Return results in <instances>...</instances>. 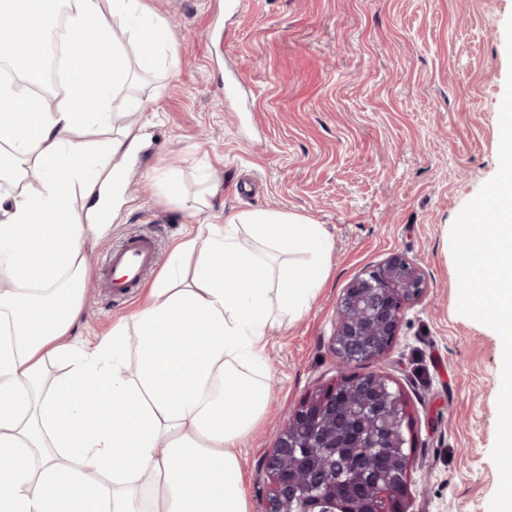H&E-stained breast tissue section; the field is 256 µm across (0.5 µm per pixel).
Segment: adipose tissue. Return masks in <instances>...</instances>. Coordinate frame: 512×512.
<instances>
[{"instance_id":"obj_1","label":"adipose tissue","mask_w":512,"mask_h":512,"mask_svg":"<svg viewBox=\"0 0 512 512\" xmlns=\"http://www.w3.org/2000/svg\"><path fill=\"white\" fill-rule=\"evenodd\" d=\"M0 15V61L21 71L60 18L73 37L60 101L0 84V512H248L239 448L266 409L263 354L324 285L328 235L284 211L198 223L130 318L77 344L86 255L139 135L95 155L76 132L110 123L131 57L176 60L141 0H0Z\"/></svg>"}]
</instances>
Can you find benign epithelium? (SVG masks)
<instances>
[{"instance_id":"benign-epithelium-1","label":"benign epithelium","mask_w":512,"mask_h":512,"mask_svg":"<svg viewBox=\"0 0 512 512\" xmlns=\"http://www.w3.org/2000/svg\"><path fill=\"white\" fill-rule=\"evenodd\" d=\"M425 292L421 269L393 254L367 274L353 279L337 304L332 347L345 365L382 358L399 333L403 309ZM370 411V424L382 430V447L398 450L394 458H377L371 487L364 470L348 472L343 491L336 482L314 480L306 466L317 465L336 453V426L358 433L355 447H364L365 433L356 413ZM404 393L387 375L354 373L307 393L280 430L275 448L262 460L267 480L266 512H293L308 502L310 512H408L405 499L410 483L411 453L404 450L409 429ZM307 452L305 466L288 467L294 449Z\"/></svg>"}]
</instances>
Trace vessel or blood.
I'll return each mask as SVG.
<instances>
[{
  "label": "vessel or blood",
  "mask_w": 512,
  "mask_h": 512,
  "mask_svg": "<svg viewBox=\"0 0 512 512\" xmlns=\"http://www.w3.org/2000/svg\"><path fill=\"white\" fill-rule=\"evenodd\" d=\"M157 263L155 236L146 232L130 234L102 258L97 270L98 286L108 297L124 298L156 268Z\"/></svg>",
  "instance_id": "b4317fda"
}]
</instances>
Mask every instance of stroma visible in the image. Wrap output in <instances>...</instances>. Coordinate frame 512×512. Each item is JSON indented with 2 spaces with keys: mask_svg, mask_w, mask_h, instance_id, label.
Wrapping results in <instances>:
<instances>
[{
  "mask_svg": "<svg viewBox=\"0 0 512 512\" xmlns=\"http://www.w3.org/2000/svg\"><path fill=\"white\" fill-rule=\"evenodd\" d=\"M143 3L166 22L178 66L141 73L128 90L141 109L81 134L101 141L133 122L143 135L89 267L135 231L155 235L166 266L206 172L220 193L202 220L290 211L330 238L326 285L265 353L267 408L240 448L249 512L265 510L261 461L289 412L350 372L384 373L409 401L408 512H489L503 346L457 310L447 233L499 168L512 0H244L238 11L225 0ZM394 253L420 267L425 292L382 359L341 365L337 300ZM86 283L81 342L108 335L144 298L115 301Z\"/></svg>",
  "mask_w": 512,
  "mask_h": 512,
  "instance_id": "1",
  "label": "stroma"
}]
</instances>
